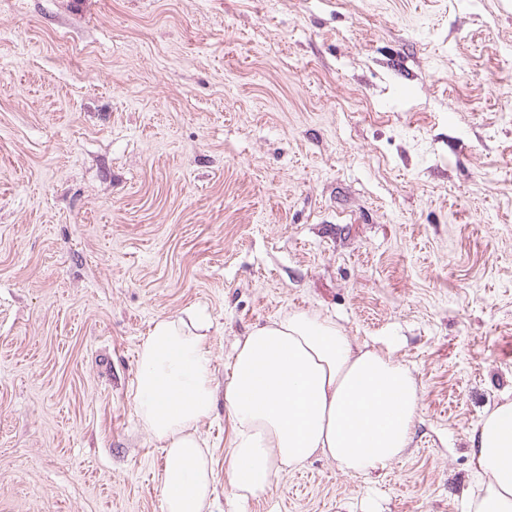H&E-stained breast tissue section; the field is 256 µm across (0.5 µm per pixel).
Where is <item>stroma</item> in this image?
Masks as SVG:
<instances>
[{
	"mask_svg": "<svg viewBox=\"0 0 512 512\" xmlns=\"http://www.w3.org/2000/svg\"><path fill=\"white\" fill-rule=\"evenodd\" d=\"M411 371L404 455L247 512H465L512 396V0H0V512H161L154 322L289 311ZM198 434L225 512L232 424Z\"/></svg>",
	"mask_w": 512,
	"mask_h": 512,
	"instance_id": "35a3bbf8",
	"label": "stroma"
}]
</instances>
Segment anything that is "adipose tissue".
Listing matches in <instances>:
<instances>
[{"label":"adipose tissue","instance_id":"ef3b65f1","mask_svg":"<svg viewBox=\"0 0 512 512\" xmlns=\"http://www.w3.org/2000/svg\"><path fill=\"white\" fill-rule=\"evenodd\" d=\"M208 322L158 320L139 350L134 403L164 445L162 512H209L212 469L197 434L216 399L232 422L226 452L230 499H259L275 476L315 454L344 473L384 468L402 456L418 410L410 371L389 355L353 346L334 321L290 311L238 340L223 394L213 386ZM480 485L467 512H512V399L472 430Z\"/></svg>","mask_w":512,"mask_h":512}]
</instances>
